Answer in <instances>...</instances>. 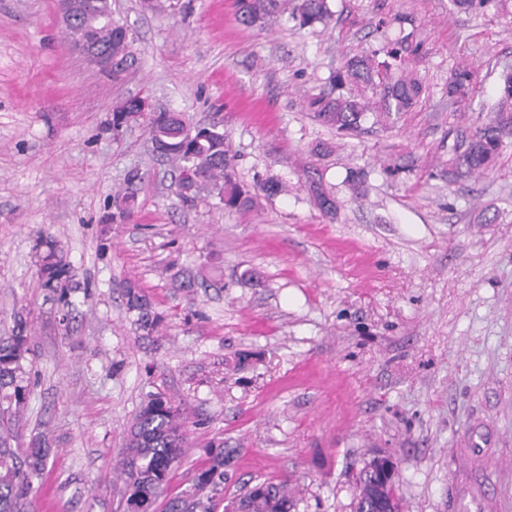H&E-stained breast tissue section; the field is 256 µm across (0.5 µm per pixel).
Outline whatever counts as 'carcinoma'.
Listing matches in <instances>:
<instances>
[{
  "label": "carcinoma",
  "instance_id": "cac0c4a2",
  "mask_svg": "<svg viewBox=\"0 0 512 512\" xmlns=\"http://www.w3.org/2000/svg\"><path fill=\"white\" fill-rule=\"evenodd\" d=\"M71 20L65 25L67 40L78 48L88 40L99 44L101 53L112 58V74L118 77L134 59L132 40L128 29L112 17V0H75ZM288 10V0H236L238 21L253 26L276 10ZM328 16L326 0H299L291 9V18L302 27L322 22ZM373 59L368 56L350 58L345 70L336 75V86L348 81L371 80ZM472 73L463 68L455 72L449 83V93L467 95ZM422 92L421 83L410 76H402L387 87L384 106L402 112L413 106ZM503 113L497 125L480 133L470 142L456 160V168L467 172H482L503 147L500 129L512 125V75L504 78ZM141 97L119 102L112 110V127L144 115ZM314 117L338 131H355L366 118L370 106L350 97L331 95L312 103ZM190 120L183 115L160 112L152 116L149 133L157 148L175 163L178 171L177 187L180 195L193 202L200 196L246 211L251 208L249 198L229 174L230 159L224 148V132L215 127H203L189 137ZM115 212L112 222L123 221L132 213V199L121 192L114 195ZM40 256L41 287L50 298L64 308H71L70 296L73 275L70 265L50 241ZM128 312L137 314L139 328L151 334L159 326V317L144 290L130 282L125 290ZM30 333L27 321L19 318L11 335L0 336V512H28L31 492L30 478L42 473L49 455L41 441L34 440L27 448H15L12 442L23 421L24 401L29 388L24 384L22 361L28 352ZM187 415L173 400L156 394L145 401L135 415L127 432L126 451L117 471L123 476L126 512H153V507L167 487L172 468L182 455L186 444ZM226 456L220 448L210 457L207 466L196 478L194 491L169 499L165 512H214V501L224 496V466ZM296 503L285 481H259L246 484L233 502L232 512H292Z\"/></svg>",
  "mask_w": 512,
  "mask_h": 512
}]
</instances>
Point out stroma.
Instances as JSON below:
<instances>
[{"label": "stroma", "mask_w": 512, "mask_h": 512, "mask_svg": "<svg viewBox=\"0 0 512 512\" xmlns=\"http://www.w3.org/2000/svg\"><path fill=\"white\" fill-rule=\"evenodd\" d=\"M328 4L325 25L246 27L235 0H112L135 57L116 78L71 48L57 0H0V335L18 314L32 329L14 445L50 450L34 512H124L113 466L156 393L189 410L164 497L221 444L228 498L284 479L296 512H353L354 474L385 453L403 512H512V134L483 173L451 164L497 118L512 0ZM355 55L374 56L373 79L345 95L379 108L403 75L423 91L340 133L311 104ZM462 65L475 77L455 101ZM133 96L220 123L252 209L185 201L147 118L112 126ZM269 180L285 192L265 194ZM118 190L132 214L105 223ZM46 237L73 270L68 316L38 278ZM186 270L191 291L175 282ZM131 280L156 333L126 310Z\"/></svg>", "instance_id": "1"}]
</instances>
